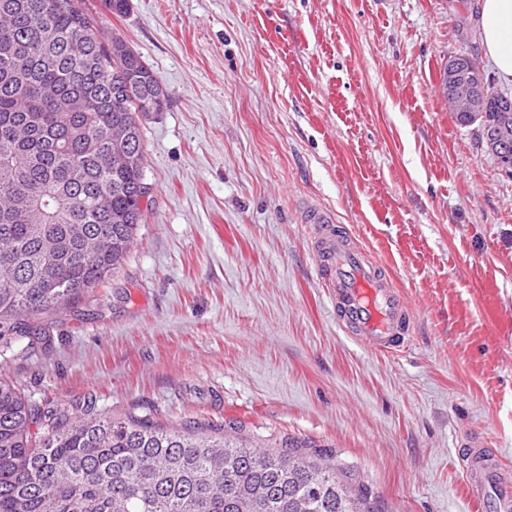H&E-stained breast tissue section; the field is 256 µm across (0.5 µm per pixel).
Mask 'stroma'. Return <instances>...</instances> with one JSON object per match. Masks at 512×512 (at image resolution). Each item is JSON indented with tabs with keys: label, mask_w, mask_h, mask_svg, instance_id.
I'll list each match as a JSON object with an SVG mask.
<instances>
[{
	"label": "stroma",
	"mask_w": 512,
	"mask_h": 512,
	"mask_svg": "<svg viewBox=\"0 0 512 512\" xmlns=\"http://www.w3.org/2000/svg\"><path fill=\"white\" fill-rule=\"evenodd\" d=\"M129 3L102 39L168 94L141 117L143 221L105 286L0 343V377L164 430L305 441L381 512H474L461 442L512 465V176L441 85L448 57L484 58L478 0ZM306 201L394 277L403 352L337 324Z\"/></svg>",
	"instance_id": "1"
}]
</instances>
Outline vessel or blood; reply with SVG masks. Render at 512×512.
<instances>
[{
  "mask_svg": "<svg viewBox=\"0 0 512 512\" xmlns=\"http://www.w3.org/2000/svg\"><path fill=\"white\" fill-rule=\"evenodd\" d=\"M301 218L314 227L318 273L327 281L337 319L374 351L400 347L410 331V311L392 277L337 233L323 208L304 204ZM461 461L476 512H512V469L477 441L463 445Z\"/></svg>",
  "mask_w": 512,
  "mask_h": 512,
  "instance_id": "vessel-or-blood-1",
  "label": "vessel or blood"
}]
</instances>
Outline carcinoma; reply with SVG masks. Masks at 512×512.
I'll return each instance as SVG.
<instances>
[{
    "mask_svg": "<svg viewBox=\"0 0 512 512\" xmlns=\"http://www.w3.org/2000/svg\"><path fill=\"white\" fill-rule=\"evenodd\" d=\"M101 37L86 0H0V339L104 284L142 221L138 113L168 96L138 54ZM482 95L485 111L456 121L512 128V101L487 80ZM237 430L157 431L31 402L0 378V512H374L308 444Z\"/></svg>",
    "mask_w": 512,
    "mask_h": 512,
    "instance_id": "carcinoma-1",
    "label": "carcinoma"
}]
</instances>
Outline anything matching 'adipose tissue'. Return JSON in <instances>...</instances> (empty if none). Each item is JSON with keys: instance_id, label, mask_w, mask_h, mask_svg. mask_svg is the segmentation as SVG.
Segmentation results:
<instances>
[{"instance_id": "1", "label": "adipose tissue", "mask_w": 512, "mask_h": 512, "mask_svg": "<svg viewBox=\"0 0 512 512\" xmlns=\"http://www.w3.org/2000/svg\"><path fill=\"white\" fill-rule=\"evenodd\" d=\"M478 26L487 63L512 87V0H481Z\"/></svg>"}]
</instances>
